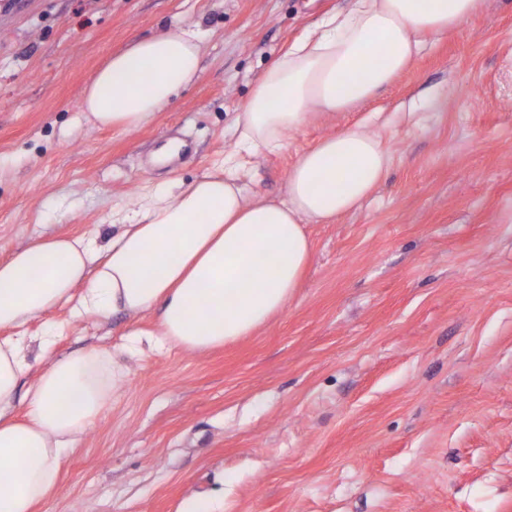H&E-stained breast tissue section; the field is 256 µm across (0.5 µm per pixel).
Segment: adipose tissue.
Wrapping results in <instances>:
<instances>
[{
  "label": "adipose tissue",
  "mask_w": 512,
  "mask_h": 512,
  "mask_svg": "<svg viewBox=\"0 0 512 512\" xmlns=\"http://www.w3.org/2000/svg\"><path fill=\"white\" fill-rule=\"evenodd\" d=\"M484 0H350L321 16L256 81L237 118L246 153L275 152L314 119L353 111L389 87L429 36H445ZM202 40L175 23L112 55L82 108L101 125L139 127L198 78ZM391 156L364 123L305 149L278 199L248 198L236 164L193 183L145 190L104 247L90 237L37 239L0 260V512H36L69 448L108 409L124 375L90 349L52 360L19 392L30 365L16 330L63 303L76 315L158 311L155 348L205 351L254 334L286 308L311 259L308 224L357 210ZM82 295H75V288ZM24 420L14 417L18 405Z\"/></svg>",
  "instance_id": "ef3b65f1"
}]
</instances>
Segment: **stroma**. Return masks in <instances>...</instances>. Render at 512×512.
Here are the masks:
<instances>
[{
    "mask_svg": "<svg viewBox=\"0 0 512 512\" xmlns=\"http://www.w3.org/2000/svg\"><path fill=\"white\" fill-rule=\"evenodd\" d=\"M347 0H0V258L93 233L143 187L190 184L236 151L263 71ZM182 23L198 80L149 124L96 126V71ZM364 120L392 155L356 212L309 224L312 257L285 311L237 343L124 353L155 314L63 305L24 327L22 387L50 358L92 348L126 376L70 448L38 512H512V0H485L428 40L372 101L244 156L249 194L283 196L298 154ZM184 149L166 162L169 140ZM62 329L50 353L37 342Z\"/></svg>",
    "mask_w": 512,
    "mask_h": 512,
    "instance_id": "35a3bbf8",
    "label": "stroma"
}]
</instances>
